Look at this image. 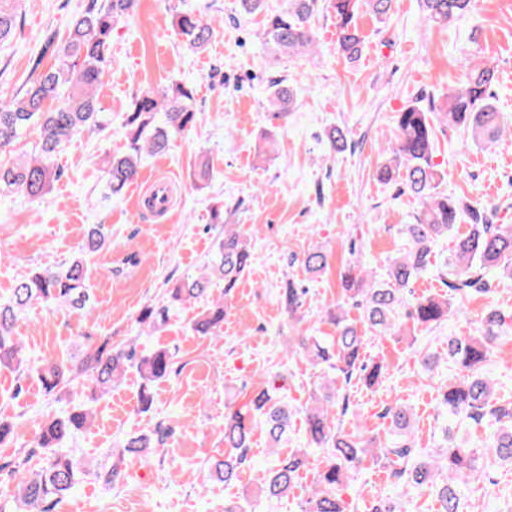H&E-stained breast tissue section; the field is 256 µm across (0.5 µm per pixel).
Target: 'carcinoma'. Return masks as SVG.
<instances>
[{"mask_svg": "<svg viewBox=\"0 0 512 512\" xmlns=\"http://www.w3.org/2000/svg\"><path fill=\"white\" fill-rule=\"evenodd\" d=\"M18 0H0V43L9 40L17 26ZM137 0H104L90 4L74 15L65 38L48 41L45 52L54 64L41 69L35 64L28 81L14 97L0 98V155L13 151L17 140L30 127L38 130L36 151L8 160H0V196L20 194L34 201L45 196L60 176L58 156L78 135L102 132L107 117L101 112L95 94L108 68L112 31L133 13ZM319 0H288V8L268 14L264 39L269 48L287 57L306 52L314 43L312 19ZM338 27V46L350 60L361 56L363 38L357 24L361 6L378 18H386L392 0H328ZM474 0H422L428 20L446 25L468 13ZM173 25L184 43L202 50L211 40L213 23L192 12L176 14ZM497 70L486 63L469 67L465 81L448 90L439 111L444 122L471 133L477 144L496 141L512 121L492 102V87ZM196 88L187 82H173L161 90L137 93L126 112L127 151L115 154L105 168L109 194L117 196L139 174L142 154L158 155L168 151L175 136L192 129L197 121L194 108ZM272 121L287 118L295 102L292 88L277 83L268 93ZM396 138L389 148L390 157L381 170V178L400 181L419 200L414 223L400 225L405 247L384 262L385 274L375 278L359 263L351 262L339 272L345 300L361 309L362 324L348 319L341 303L329 308L328 317L336 334L318 338L299 337V349L315 364H326L338 371L342 389H348L356 376L366 385L379 386L390 377L382 363L370 366L359 362V352L366 332L375 336H400L410 321L417 326H438L448 320L451 302L434 296L410 298L411 285L428 270L439 242L462 220L470 219L467 233L454 237L453 246L438 268V276L454 294L464 298L472 291L492 292L489 276L512 279V225L493 223L492 210L478 203L438 191L441 174L433 162L435 127L430 112L410 105L396 115ZM211 221L224 225L216 243L214 257L197 276L180 280L167 301L141 308L135 325L159 329L169 318L170 306L199 299L213 288H223L219 299L211 302L192 323L193 332L211 336L224 324L228 303L251 267L254 257L250 231L243 224L224 223V210L214 208ZM109 245L104 225H90L79 252L55 269H46L18 279L9 302H0V368L18 376L32 370L27 365L23 343L15 335L20 315L34 303H55L83 308L90 302V272L86 257ZM301 264L311 274L329 267V254L319 248L304 253ZM303 291L287 282L281 293V305L288 317H295L302 307ZM507 316L490 307L480 317L476 333L448 338V363L454 373L436 384L445 424L441 427L443 443L430 459L418 458L412 439V413L400 400L391 402L384 412L392 425V437L378 444L365 436L360 426L347 432L336 423L332 409L341 401L342 411L349 408L348 396H339L335 381H325L313 390L305 409V432L309 444L328 449L321 462L316 485L306 501L304 512H345L341 492L345 474L361 467L367 459L384 460L390 477L399 489L396 496H379L371 512H402L401 499L423 487L435 489L439 512H462L465 487L479 478L483 460L494 458L512 467V397L499 396L484 374L501 336L508 327ZM134 368L144 380L139 394L141 409L151 407L146 388L165 379L173 371L169 352L155 350L136 355L132 343L107 347L101 345L86 354L76 367L63 359L46 361L34 371L43 389L53 394L75 379L82 386L101 395L112 392L128 369ZM285 378L279 373L268 377L262 389L239 407H229L224 414V458L211 465L217 480L229 484L238 480L249 461L251 437L258 416L264 418L270 447L279 448L286 441L291 413L280 392ZM91 414L86 410L56 415L43 425L34 438L28 456L48 455L45 467H27L28 460L9 459L0 464L16 481L17 496L24 512H54L60 500L71 493L82 473L81 463L56 448L73 432L87 427ZM485 425L491 429L487 442L471 443L462 428ZM170 430L157 426L150 433L133 434L120 443L112 467L97 477L108 485L120 480L127 463L147 458L164 450ZM308 462V453L290 450L278 456L263 477L261 492L281 499L295 486L299 471Z\"/></svg>", "mask_w": 512, "mask_h": 512, "instance_id": "obj_1", "label": "carcinoma"}]
</instances>
